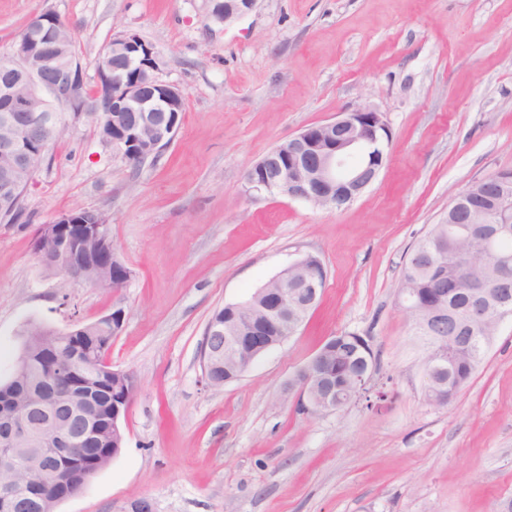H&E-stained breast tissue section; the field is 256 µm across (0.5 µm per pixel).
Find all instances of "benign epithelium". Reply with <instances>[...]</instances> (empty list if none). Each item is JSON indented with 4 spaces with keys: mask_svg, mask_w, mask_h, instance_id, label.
<instances>
[{
    "mask_svg": "<svg viewBox=\"0 0 512 512\" xmlns=\"http://www.w3.org/2000/svg\"><path fill=\"white\" fill-rule=\"evenodd\" d=\"M256 2L224 0V14H213L211 18L231 22L252 11ZM35 27L51 30L54 37L35 49L28 48L25 38H20L12 59L0 64V212L14 209L20 187L28 184L37 171L56 128L52 115L56 108L81 113H143L120 138L100 130L102 139L124 154L127 148L140 143L143 130L149 131L152 149L161 150L174 134L171 113L183 99L180 88L158 78L161 60L154 53L150 54L153 64L143 75L133 82L128 80L126 68L137 64L130 49L136 35L125 32L114 37L112 51L100 61V93L90 107L83 96L82 66L69 53L64 36L68 26L60 18L45 13L36 19ZM318 138L327 146L317 155L313 154L311 137L305 130L273 147L260 159V167H275L276 179H265L252 167L246 173L247 190L256 195L277 193L318 207L340 208L363 193L387 164L385 144L391 138V129L383 113L368 103L319 125ZM108 224L107 216L99 211L74 209L40 225L34 237L57 242L53 254L38 252L41 266L69 283L94 282L108 291L122 287L126 279L113 274L115 253L106 233ZM273 280L278 282L281 294L267 297L261 310L265 323L275 328L288 324L290 306L309 309L322 288L321 277L311 273L297 288L290 289L286 267ZM401 301L404 310L418 312L416 325L434 339L441 338L450 322L474 332L488 321L500 324L512 312V297L507 294L494 305L484 295H477L461 316L451 318L444 312L429 316L419 313L421 304L410 294L403 295ZM125 320V310L119 307L96 325L107 326L117 335ZM274 346L269 336H250L245 341L238 331L214 322L207 328L202 351L215 361L228 359L240 365L244 373ZM59 376L61 382L55 383L51 399L45 397L42 389L29 387L27 405L21 411L13 408L8 396L0 401V466L14 464L19 442L31 439L37 432L51 434L53 445L44 459L43 475L31 481L30 491L35 497L56 500L68 499L76 493V468L84 464L85 446L94 443L91 425L95 415L91 404L79 400L76 387L66 374L61 372ZM318 389V375L312 366H305L297 378L295 400L310 416L336 407V393L332 390L325 392L321 403H316Z\"/></svg>",
    "mask_w": 512,
    "mask_h": 512,
    "instance_id": "obj_1",
    "label": "benign epithelium"
}]
</instances>
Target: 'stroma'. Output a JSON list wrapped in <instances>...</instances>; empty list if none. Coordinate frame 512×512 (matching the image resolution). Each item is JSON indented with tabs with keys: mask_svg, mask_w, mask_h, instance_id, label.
Returning <instances> with one entry per match:
<instances>
[{
	"mask_svg": "<svg viewBox=\"0 0 512 512\" xmlns=\"http://www.w3.org/2000/svg\"><path fill=\"white\" fill-rule=\"evenodd\" d=\"M210 0H0V58L40 13L69 24L88 87L112 38L138 34L183 92L168 147L133 166L94 117L69 123L0 223V381L32 319L64 330L123 308L108 353L136 395L124 446L57 512H500L512 500V317L450 406L427 404V343L398 303L406 252L471 182L512 169V0H258L226 26ZM367 102L391 139L342 208L248 193V169L308 126ZM105 213L130 269L117 292L46 275L36 229ZM318 256L319 305L236 381L208 386L213 311ZM369 337L379 370L356 403L310 417L284 394L323 343Z\"/></svg>",
	"mask_w": 512,
	"mask_h": 512,
	"instance_id": "35a3bbf8",
	"label": "stroma"
}]
</instances>
